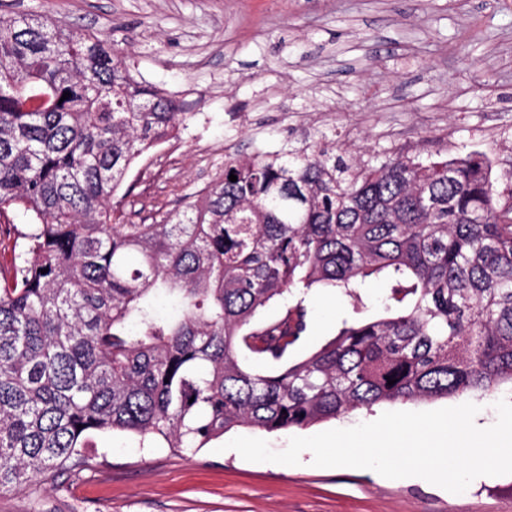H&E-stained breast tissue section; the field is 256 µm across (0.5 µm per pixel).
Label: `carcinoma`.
I'll list each match as a JSON object with an SVG mask.
<instances>
[{"mask_svg": "<svg viewBox=\"0 0 512 512\" xmlns=\"http://www.w3.org/2000/svg\"><path fill=\"white\" fill-rule=\"evenodd\" d=\"M187 118L100 33L0 14V214L31 221L0 267V494L87 466L102 434L203 448L512 386V183L486 154L229 156L122 223L112 198ZM314 288L354 317L294 358ZM387 288H390V283L384 279L372 280L365 289V302L368 305V311L364 314L365 317L375 316L380 313L381 300L386 294Z\"/></svg>", "mask_w": 512, "mask_h": 512, "instance_id": "carcinoma-1", "label": "carcinoma"}]
</instances>
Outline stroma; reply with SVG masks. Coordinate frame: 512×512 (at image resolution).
Here are the masks:
<instances>
[{"label":"stroma","instance_id":"stroma-1","mask_svg":"<svg viewBox=\"0 0 512 512\" xmlns=\"http://www.w3.org/2000/svg\"><path fill=\"white\" fill-rule=\"evenodd\" d=\"M102 32L137 79L189 107L177 160L163 147L131 168L113 198L147 224L216 176L195 142L250 155L327 137L369 153L427 157L478 150L512 170V0H0ZM299 357L333 337L351 306L312 294ZM290 432L239 427L179 452L114 433L89 467L0 494V512H512V475L482 476L460 494L420 477L369 469L249 462L226 441Z\"/></svg>","mask_w":512,"mask_h":512}]
</instances>
